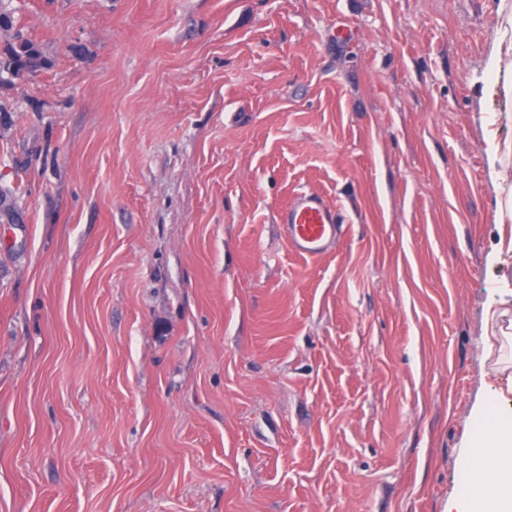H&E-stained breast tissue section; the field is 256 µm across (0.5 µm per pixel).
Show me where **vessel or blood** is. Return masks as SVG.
I'll return each mask as SVG.
<instances>
[{"label":"vessel or blood","mask_w":512,"mask_h":512,"mask_svg":"<svg viewBox=\"0 0 512 512\" xmlns=\"http://www.w3.org/2000/svg\"><path fill=\"white\" fill-rule=\"evenodd\" d=\"M279 222L289 248L305 259L328 254L335 247L343 228L336 208L313 190L295 194L281 208Z\"/></svg>","instance_id":"obj_1"}]
</instances>
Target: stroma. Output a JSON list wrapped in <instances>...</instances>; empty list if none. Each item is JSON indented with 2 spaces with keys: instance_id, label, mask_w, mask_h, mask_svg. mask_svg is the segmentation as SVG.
Returning a JSON list of instances; mask_svg holds the SVG:
<instances>
[{
  "instance_id": "1",
  "label": "stroma",
  "mask_w": 512,
  "mask_h": 512,
  "mask_svg": "<svg viewBox=\"0 0 512 512\" xmlns=\"http://www.w3.org/2000/svg\"><path fill=\"white\" fill-rule=\"evenodd\" d=\"M499 0H12L0 512H444L512 407ZM345 218L293 255L278 212ZM40 58L38 47L22 29H15L6 46L5 56L0 57V77L7 74L10 80H24L38 67ZM289 248L299 257L315 259L328 254L341 236L337 209L313 190L295 194L279 213Z\"/></svg>"
}]
</instances>
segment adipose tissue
Wrapping results in <instances>:
<instances>
[{
	"label": "adipose tissue",
	"mask_w": 512,
	"mask_h": 512,
	"mask_svg": "<svg viewBox=\"0 0 512 512\" xmlns=\"http://www.w3.org/2000/svg\"><path fill=\"white\" fill-rule=\"evenodd\" d=\"M497 50L483 93L500 94V75L512 69V0H502ZM480 439V453L470 454L463 469L469 486L465 497L449 502L447 512H512V410L496 411Z\"/></svg>",
	"instance_id": "adipose-tissue-1"
}]
</instances>
